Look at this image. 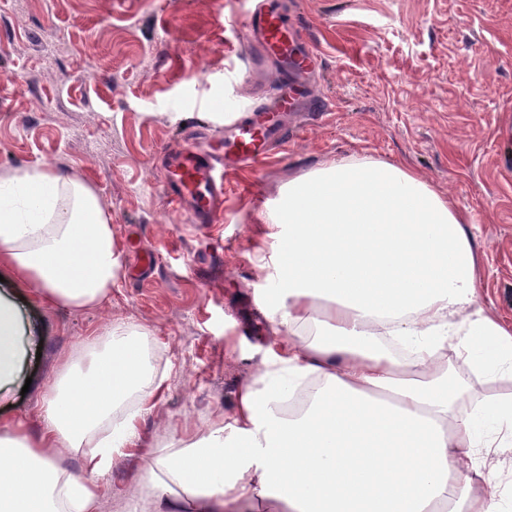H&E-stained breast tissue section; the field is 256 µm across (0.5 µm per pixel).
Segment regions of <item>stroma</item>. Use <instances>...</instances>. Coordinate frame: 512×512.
Masks as SVG:
<instances>
[{"label":"stroma","instance_id":"35a3bbf8","mask_svg":"<svg viewBox=\"0 0 512 512\" xmlns=\"http://www.w3.org/2000/svg\"><path fill=\"white\" fill-rule=\"evenodd\" d=\"M322 52L311 100L287 152L227 176L223 230L188 227L162 196L157 154L197 122L200 99L237 107L250 87L235 19L243 0H0V170L52 163L89 184L112 216L122 268L89 309L16 300L41 357L27 393L0 400V427L42 428L45 385L115 318L150 330L168 374L119 464L94 477L92 512H192L148 493L145 449L231 412L250 366L278 348L256 321L269 250L263 215L308 170L348 157L403 161L464 211L479 250L480 294L512 322V0H300ZM155 269L135 278L138 252Z\"/></svg>","mask_w":512,"mask_h":512}]
</instances>
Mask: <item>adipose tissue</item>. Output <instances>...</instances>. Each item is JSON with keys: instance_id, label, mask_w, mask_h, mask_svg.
<instances>
[{"instance_id": "1", "label": "adipose tissue", "mask_w": 512, "mask_h": 512, "mask_svg": "<svg viewBox=\"0 0 512 512\" xmlns=\"http://www.w3.org/2000/svg\"><path fill=\"white\" fill-rule=\"evenodd\" d=\"M264 221L286 353L223 424L150 450L144 484L194 512H512L486 467L512 447V326L481 300L467 215L404 164L346 158L289 181ZM0 266L58 307L110 300L121 252L97 192L48 164L1 174ZM29 333L0 292V396ZM164 381L157 340L112 322L53 383L39 435L0 428V512H90L91 476ZM62 441L82 474L50 455Z\"/></svg>"}]
</instances>
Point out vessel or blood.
I'll return each mask as SVG.
<instances>
[{"label": "vessel or blood", "mask_w": 512, "mask_h": 512, "mask_svg": "<svg viewBox=\"0 0 512 512\" xmlns=\"http://www.w3.org/2000/svg\"><path fill=\"white\" fill-rule=\"evenodd\" d=\"M239 53L246 72L276 64L284 83L275 93L254 87L252 101L227 115L207 148L192 145L183 133L162 149L161 183L166 205L195 226L224 221V180L228 173L259 168L265 159L285 151L290 140L284 113L306 107L309 116L320 108L308 101L306 80L320 68L322 55L300 19L289 17L281 0H249L240 22Z\"/></svg>", "instance_id": "obj_1"}]
</instances>
